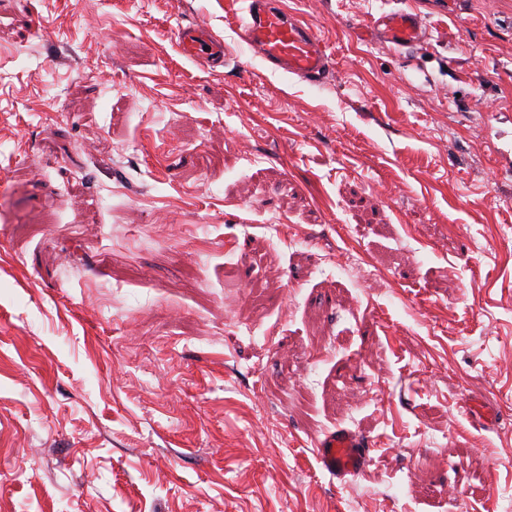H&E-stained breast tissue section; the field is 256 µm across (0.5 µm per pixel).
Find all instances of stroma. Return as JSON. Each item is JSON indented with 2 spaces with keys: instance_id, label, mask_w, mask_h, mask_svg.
<instances>
[{
  "instance_id": "1",
  "label": "stroma",
  "mask_w": 512,
  "mask_h": 512,
  "mask_svg": "<svg viewBox=\"0 0 512 512\" xmlns=\"http://www.w3.org/2000/svg\"><path fill=\"white\" fill-rule=\"evenodd\" d=\"M281 2L0 0V512H512V0ZM238 17L243 40L272 73L293 75L318 84L327 79L331 62L315 29L281 10L271 0H243ZM370 34L383 42L410 48L428 38V29L420 13L397 9L381 13ZM179 52L188 59L200 60L213 68L226 64L224 41L203 21L181 27L176 34ZM373 445L347 428H337L315 442L323 467L338 479L356 477L370 462Z\"/></svg>"
}]
</instances>
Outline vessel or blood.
<instances>
[{"mask_svg": "<svg viewBox=\"0 0 512 512\" xmlns=\"http://www.w3.org/2000/svg\"><path fill=\"white\" fill-rule=\"evenodd\" d=\"M239 18L243 40L260 57L266 69L318 84L327 79L331 62L326 47L309 23L281 10L274 0H245ZM374 38L399 47L423 43L428 29L420 13L397 9L381 13L371 29ZM179 52L210 66L224 65V41L201 20L179 28ZM323 467L339 479L359 475L370 462L371 444L353 431L339 428L315 443Z\"/></svg>", "mask_w": 512, "mask_h": 512, "instance_id": "vessel-or-blood-1", "label": "vessel or blood"}]
</instances>
